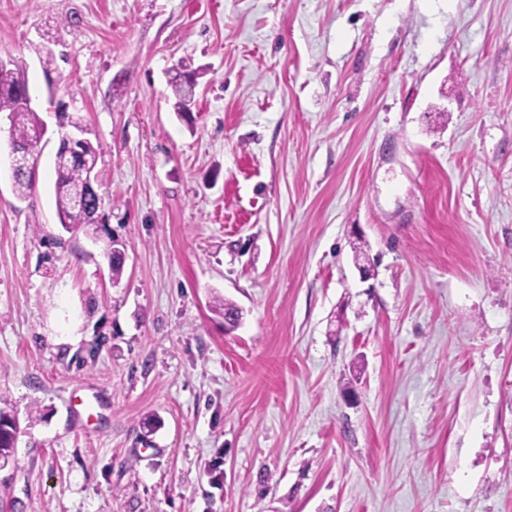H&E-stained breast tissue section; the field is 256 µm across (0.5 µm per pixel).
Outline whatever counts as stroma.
Instances as JSON below:
<instances>
[{
    "label": "stroma",
    "instance_id": "stroma-1",
    "mask_svg": "<svg viewBox=\"0 0 512 512\" xmlns=\"http://www.w3.org/2000/svg\"><path fill=\"white\" fill-rule=\"evenodd\" d=\"M0 58L46 124L26 199L0 166V512H512V0H0ZM170 84L176 99L174 104L176 112L186 118L190 115V106L195 97H192V94L186 85V80L182 78L180 73L177 72L176 75L171 78ZM100 146L86 138L69 154L64 165L55 160V200L59 222L66 230L98 224L97 199L82 197L90 169L97 164ZM96 177L91 174L85 187L88 195H97ZM14 416L0 409V462L7 464L15 453V439L12 432L17 431Z\"/></svg>",
    "mask_w": 512,
    "mask_h": 512
}]
</instances>
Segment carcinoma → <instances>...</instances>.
<instances>
[{
    "instance_id": "carcinoma-1",
    "label": "carcinoma",
    "mask_w": 512,
    "mask_h": 512,
    "mask_svg": "<svg viewBox=\"0 0 512 512\" xmlns=\"http://www.w3.org/2000/svg\"><path fill=\"white\" fill-rule=\"evenodd\" d=\"M176 102L174 107L181 116L190 115L194 97L186 80L176 74L170 81ZM29 89L26 65L10 60L0 66V112L11 118V141L14 147H26L37 140L44 130L39 112L19 105V93ZM100 146L90 140L81 142L76 151L69 154L64 165L55 166V200L59 222L66 230L98 223L97 199L82 197L90 169L97 164ZM35 179L28 169L14 175L13 188L17 196L27 197L32 191ZM17 431L14 416L0 409V462L6 464L15 453L13 432Z\"/></svg>"
}]
</instances>
